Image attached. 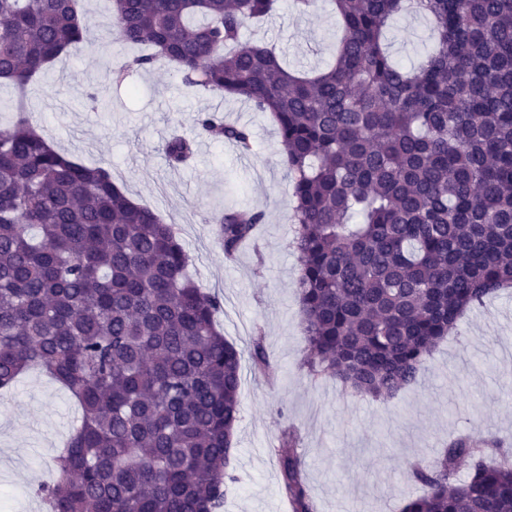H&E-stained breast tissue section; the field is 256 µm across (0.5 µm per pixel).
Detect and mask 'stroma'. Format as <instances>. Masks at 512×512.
Instances as JSON below:
<instances>
[{"label":"stroma","instance_id":"obj_1","mask_svg":"<svg viewBox=\"0 0 512 512\" xmlns=\"http://www.w3.org/2000/svg\"><path fill=\"white\" fill-rule=\"evenodd\" d=\"M83 3L92 20L86 40L28 86L26 109L57 149L109 168L132 200L175 225L190 275L222 302L216 320L242 354L236 480L227 486L224 512H291L273 453L287 427L299 433L317 512H401L421 492L410 465L433 460L454 435L512 447V288L467 311L427 372L393 399L376 401L342 390L334 378L312 377L296 290L292 188L276 124L244 101L185 85L168 64L113 83V69L137 49L120 41L108 0ZM429 36L425 19L400 18L390 28L389 50L400 64L415 65ZM337 37L325 0L306 15L293 0H280L275 16L242 35L273 43L305 70L331 61ZM216 107L226 121L251 128V154L199 137L197 114ZM175 133L196 142L193 160L180 168L170 167L162 151ZM227 207L265 215L256 244L244 245L231 263L212 222ZM258 334L275 380L254 370L250 350ZM80 417L65 390L37 371L0 396V512H35L29 489L55 479L54 459Z\"/></svg>","mask_w":512,"mask_h":512}]
</instances>
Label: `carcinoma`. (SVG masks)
<instances>
[{
	"instance_id": "cac0c4a2",
	"label": "carcinoma",
	"mask_w": 512,
	"mask_h": 512,
	"mask_svg": "<svg viewBox=\"0 0 512 512\" xmlns=\"http://www.w3.org/2000/svg\"><path fill=\"white\" fill-rule=\"evenodd\" d=\"M325 2L334 62L299 72L241 43L278 0H111L120 38L149 49L130 67L171 63L186 85L271 115L292 178L308 372L391 399L465 310L512 286V0ZM405 15L430 26L411 68L386 43ZM90 28L81 0H0V86L25 92ZM15 111L0 128V389L39 366L83 411L35 494L48 512H222L241 354L215 321L220 298L189 276L173 225L107 168L57 151L24 101ZM196 126L252 150L251 130L216 112ZM162 150L177 168L195 142L174 134ZM263 220L219 212L224 257ZM252 359L270 374L259 336ZM279 462L292 512H315L301 456ZM409 475L422 494L403 512H512V449L497 442L460 435Z\"/></svg>"
}]
</instances>
